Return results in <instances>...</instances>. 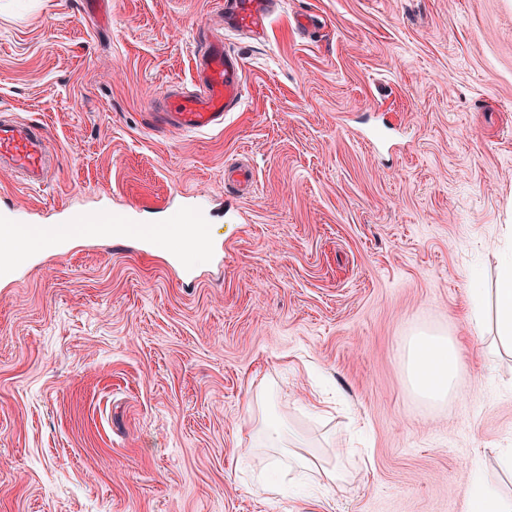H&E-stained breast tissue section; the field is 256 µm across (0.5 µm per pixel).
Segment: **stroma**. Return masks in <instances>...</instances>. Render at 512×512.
Masks as SVG:
<instances>
[{
    "label": "stroma",
    "instance_id": "35a3bbf8",
    "mask_svg": "<svg viewBox=\"0 0 512 512\" xmlns=\"http://www.w3.org/2000/svg\"><path fill=\"white\" fill-rule=\"evenodd\" d=\"M220 9L0 0V119L41 123L54 166L41 188L0 168V214L131 227L0 278V512H466L477 463L512 493V358L467 321L512 225V0H280L257 39ZM203 32L241 58V104L158 128ZM243 156L247 193L224 178ZM189 203L203 257L147 249ZM421 332L464 345L446 401L407 383ZM264 417L324 459L356 419L344 490L266 496Z\"/></svg>",
    "mask_w": 512,
    "mask_h": 512
}]
</instances>
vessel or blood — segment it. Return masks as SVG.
<instances>
[{
  "instance_id": "b4317fda",
  "label": "vessel or blood",
  "mask_w": 512,
  "mask_h": 512,
  "mask_svg": "<svg viewBox=\"0 0 512 512\" xmlns=\"http://www.w3.org/2000/svg\"><path fill=\"white\" fill-rule=\"evenodd\" d=\"M272 0H224V18L238 31L261 29L271 14ZM193 90H168L161 101V122L178 130L205 131L222 127L242 99V65L220 40L199 45L195 54ZM0 165L19 175L28 187L47 182L51 167L49 141L41 127L0 121Z\"/></svg>"
}]
</instances>
